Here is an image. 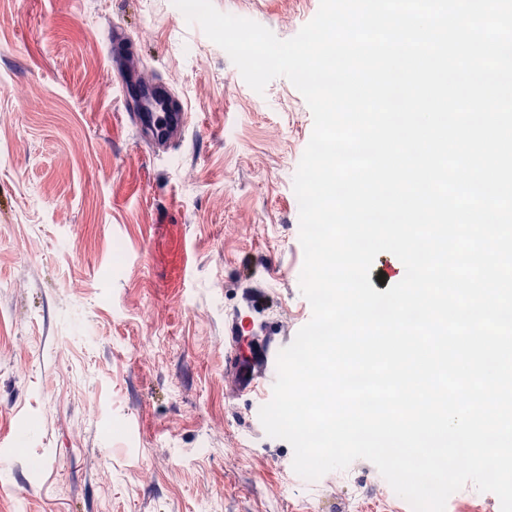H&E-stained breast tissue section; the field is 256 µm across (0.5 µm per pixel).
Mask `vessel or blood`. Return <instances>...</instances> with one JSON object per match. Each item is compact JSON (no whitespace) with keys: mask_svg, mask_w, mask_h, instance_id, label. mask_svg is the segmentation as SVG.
Listing matches in <instances>:
<instances>
[{"mask_svg":"<svg viewBox=\"0 0 512 512\" xmlns=\"http://www.w3.org/2000/svg\"><path fill=\"white\" fill-rule=\"evenodd\" d=\"M106 47L114 63V81L122 97H130L135 82L141 79L137 71L125 64L133 54L134 42L124 27L115 24L108 28ZM125 119L136 130L147 133V143L154 151L166 154L181 142L191 115L168 87L151 85L145 87L137 99L135 111L126 113ZM287 345V338L267 332L259 339L256 358L249 372H242L239 359H232L231 374L237 389L253 393L263 387L266 380L275 375L277 355Z\"/></svg>","mask_w":512,"mask_h":512,"instance_id":"vessel-or-blood-1","label":"vessel or blood"}]
</instances>
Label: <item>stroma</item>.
Listing matches in <instances>:
<instances>
[{
  "label": "stroma",
  "instance_id": "stroma-1",
  "mask_svg": "<svg viewBox=\"0 0 512 512\" xmlns=\"http://www.w3.org/2000/svg\"><path fill=\"white\" fill-rule=\"evenodd\" d=\"M213 4L287 40L320 0ZM115 22L192 114L169 154L101 78ZM1 81L0 512H398L363 458L294 480L262 396L224 376L225 315L283 336L312 316L293 84L253 91L172 0H0Z\"/></svg>",
  "mask_w": 512,
  "mask_h": 512
}]
</instances>
